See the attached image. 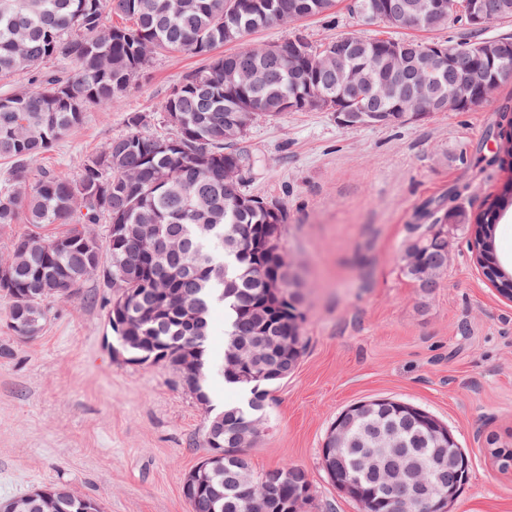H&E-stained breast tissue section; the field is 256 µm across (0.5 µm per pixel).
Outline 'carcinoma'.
<instances>
[{
	"label": "carcinoma",
	"instance_id": "cac0c4a2",
	"mask_svg": "<svg viewBox=\"0 0 512 512\" xmlns=\"http://www.w3.org/2000/svg\"><path fill=\"white\" fill-rule=\"evenodd\" d=\"M330 0H0V76L23 74L34 88L0 96V158L9 162L0 183V225L16 223L24 211L27 223L63 224L58 235L37 232L11 242L12 286L1 288L9 300L8 321L24 312L46 320L47 304L69 300L94 277L112 290L108 326L121 309L152 338L149 347L117 342L127 363L162 364L181 380L194 379L189 391L201 404L209 401L204 385L210 358L211 310L224 305V363L246 359L249 349L267 344L263 358L247 359V376L224 373V382L247 389L245 402L211 415L204 442L214 455L224 451L209 486L183 491L191 512H247L238 479L252 473L247 449L235 444L238 426L261 423L270 388L288 377L300 356L275 352L278 336L303 339L304 296L291 287L294 268L282 250L288 212L277 198L247 190L259 156L239 147L250 127L241 126L288 114L287 103L316 89L345 97L336 75L318 69L316 61L349 50L348 65L361 73L368 94L379 96V108L404 122L397 107L405 91L381 93L397 62L386 52L395 38L340 36L312 48L302 36L296 60L277 58L268 47L243 46L215 55L224 44L241 43L251 31L281 25L330 10ZM417 21L401 28L434 25L431 0L407 7ZM122 14L131 24L106 23ZM499 48L492 69L512 72V38L487 41ZM188 52L206 64L184 74L161 104L164 115L181 125L168 136L143 132L147 116L127 117L126 134L100 152L83 158L77 176L66 170L36 169L34 160L67 131L79 125L91 107L109 108L132 89L156 51ZM504 170L512 168V134L498 133ZM512 208V180L489 197L475 215L451 207L434 224H418L403 250L405 276L429 290L448 270L446 224H476L471 253L499 292L512 296V272L499 263L496 224ZM106 219L119 232L100 245L90 226ZM170 231L181 245L177 256L156 249V233ZM161 278L153 288L147 275ZM276 280L287 292L276 303L266 297V281ZM384 398L372 404L342 445L336 479H354L363 489L370 512H386L378 487L398 472L444 492H459L471 459L460 447L440 448L425 419ZM304 470L286 466L253 476L251 492H276L286 499L290 482ZM26 512H101L100 504L63 485L45 487Z\"/></svg>",
	"mask_w": 512,
	"mask_h": 512
}]
</instances>
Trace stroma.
I'll return each mask as SVG.
<instances>
[{
	"label": "stroma",
	"mask_w": 512,
	"mask_h": 512,
	"mask_svg": "<svg viewBox=\"0 0 512 512\" xmlns=\"http://www.w3.org/2000/svg\"><path fill=\"white\" fill-rule=\"evenodd\" d=\"M352 0L314 16L250 35L256 47L305 35L319 45L357 31ZM379 38L464 42L458 22L411 32L382 22ZM187 52H160L137 85L109 108H90L38 159L76 171L80 161L126 131L129 113L146 130L170 133L159 110L173 84L200 67ZM512 124V80L464 112H434L400 125L337 126L334 113L291 112L261 120L245 144L262 159L253 194L288 210L281 241L296 265L306 301L298 366L275 386L261 433L248 450L260 474L305 470L303 512H360L329 479L322 461L326 431L348 406L392 397L447 423L471 457L449 512H512V470L488 441L512 447V300L485 279L469 249L470 228L448 227V272L437 288L407 279L399 257L420 214L447 202L478 213L508 174L491 158L492 131ZM111 292L96 278L69 301H56L41 335L17 340L0 298V501L51 484L98 500L103 512H190L182 485L208 454L203 434L211 410L242 401L224 382V310L212 314L209 405H200L177 373L115 359L107 325Z\"/></svg>",
	"instance_id": "stroma-1"
}]
</instances>
